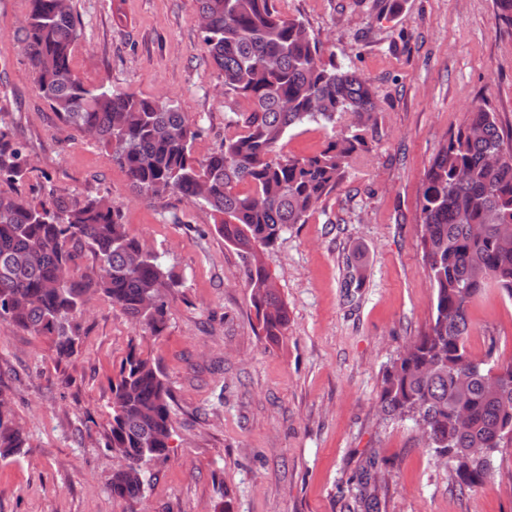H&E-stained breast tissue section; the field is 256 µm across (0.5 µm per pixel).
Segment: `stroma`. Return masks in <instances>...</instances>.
I'll use <instances>...</instances> for the list:
<instances>
[{
  "label": "stroma",
  "mask_w": 512,
  "mask_h": 512,
  "mask_svg": "<svg viewBox=\"0 0 512 512\" xmlns=\"http://www.w3.org/2000/svg\"><path fill=\"white\" fill-rule=\"evenodd\" d=\"M25 0H0V118L30 158L15 193L103 196L131 234L163 253L182 286L151 337L103 296L78 320V355L0 321V390L27 435L0 460V512H365L355 478L386 471L381 512H512V483L460 488L412 422L386 418L382 374L427 331L432 286L419 247V196L439 147L485 100L512 128V28L495 0H283L325 56L367 78L375 110L365 144L307 223L263 252L288 308L265 338L220 217L178 193H135L107 151L61 123L11 37ZM85 37L74 52L89 85L166 94L204 129L203 156L224 138V77L200 39L196 0H74ZM331 129L291 128L285 155L319 152ZM362 285H345L348 267ZM467 347L495 342L512 361V300L490 289L469 307ZM159 363L173 396L172 449L138 499L113 497L107 450L112 382L130 349Z\"/></svg>",
  "instance_id": "1"
}]
</instances>
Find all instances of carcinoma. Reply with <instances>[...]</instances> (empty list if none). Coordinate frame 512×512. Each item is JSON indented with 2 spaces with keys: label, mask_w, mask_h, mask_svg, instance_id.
Listing matches in <instances>:
<instances>
[{
  "label": "carcinoma",
  "mask_w": 512,
  "mask_h": 512,
  "mask_svg": "<svg viewBox=\"0 0 512 512\" xmlns=\"http://www.w3.org/2000/svg\"><path fill=\"white\" fill-rule=\"evenodd\" d=\"M24 45L39 93L62 123L108 151L139 194L178 192L221 216L218 230L240 252L242 279L255 316L273 341L288 329V308L256 250L306 223L344 177L361 149L362 123L334 134L309 156H286L278 145L306 123L336 127L347 114L370 118L371 85L341 67L302 22L274 0H197L203 44L224 75L235 108L224 116V141L202 158V129L166 97L87 86L73 55L83 29L72 0H27ZM25 147L0 120V183L21 181ZM423 258L432 283L428 330L413 339L382 375L381 412L407 419L461 488L495 477L493 455L512 444V362L488 343L481 359L467 350L469 307L494 287L512 300V133L482 104L450 134L425 173L420 202ZM87 248L95 266L74 282L70 265ZM180 281L162 256L145 249L105 198L33 199L0 193V321L47 337L56 357L78 353L76 319L102 294L152 336L162 335ZM173 397L160 367L132 352L112 382V427L106 448L120 460L112 496L144 490L149 462L168 456ZM23 429L10 396L0 390V459L20 455ZM385 473L372 460L357 481L365 512H379Z\"/></svg>",
  "instance_id": "obj_1"
}]
</instances>
